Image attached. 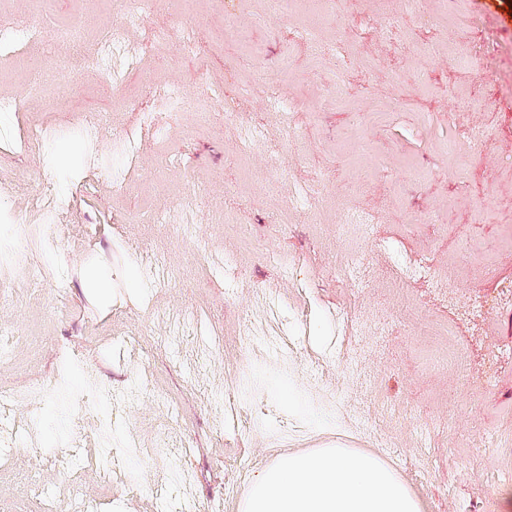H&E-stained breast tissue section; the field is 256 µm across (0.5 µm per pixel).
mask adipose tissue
<instances>
[{
	"instance_id": "1",
	"label": "adipose tissue",
	"mask_w": 512,
	"mask_h": 512,
	"mask_svg": "<svg viewBox=\"0 0 512 512\" xmlns=\"http://www.w3.org/2000/svg\"><path fill=\"white\" fill-rule=\"evenodd\" d=\"M239 512H423V507L374 454L322 448L280 456L258 471Z\"/></svg>"
}]
</instances>
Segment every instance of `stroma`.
<instances>
[{
	"label": "stroma",
	"instance_id": "1",
	"mask_svg": "<svg viewBox=\"0 0 512 512\" xmlns=\"http://www.w3.org/2000/svg\"><path fill=\"white\" fill-rule=\"evenodd\" d=\"M34 18L47 54L0 56V236L31 234L0 259V512H81L103 484L101 512H238L257 470L315 448L375 453L424 512H502L512 0H0V30ZM421 309L456 321L464 366L435 361Z\"/></svg>",
	"mask_w": 512,
	"mask_h": 512
}]
</instances>
